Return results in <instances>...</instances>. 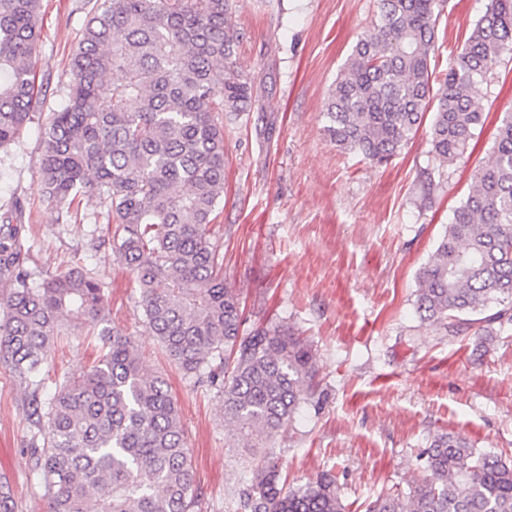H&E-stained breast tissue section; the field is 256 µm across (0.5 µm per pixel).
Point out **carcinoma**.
I'll list each match as a JSON object with an SVG mask.
<instances>
[{"label": "carcinoma", "instance_id": "obj_1", "mask_svg": "<svg viewBox=\"0 0 512 512\" xmlns=\"http://www.w3.org/2000/svg\"><path fill=\"white\" fill-rule=\"evenodd\" d=\"M42 0H0V149L35 117L32 57ZM234 0H85L64 108L43 124L41 181L60 208L81 194L115 221L114 259L133 277L151 335L187 376L215 382L224 422L250 446L302 412L315 383L309 344L281 324L240 335L238 296L210 226L224 198V120L252 105L233 61ZM439 0H379L325 102L337 147L382 163L429 121L430 153L462 158L484 124L481 86L512 54V0H488L462 51L434 76ZM113 82L107 81L108 74ZM22 208L0 214V367L29 396L38 434L31 468L47 512H196L180 410L167 381L143 371L110 323L90 269L36 273ZM416 311L451 336L512 324V111L500 113L491 160L418 273ZM98 326L102 355L48 390L58 337ZM409 490L365 512H512V462L456 432L436 434ZM236 512H346L336 476L286 485L272 461L237 490Z\"/></svg>", "mask_w": 512, "mask_h": 512}]
</instances>
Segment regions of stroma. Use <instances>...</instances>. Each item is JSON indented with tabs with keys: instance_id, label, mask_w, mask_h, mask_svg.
Instances as JSON below:
<instances>
[{
	"instance_id": "35a3bbf8",
	"label": "stroma",
	"mask_w": 512,
	"mask_h": 512,
	"mask_svg": "<svg viewBox=\"0 0 512 512\" xmlns=\"http://www.w3.org/2000/svg\"><path fill=\"white\" fill-rule=\"evenodd\" d=\"M485 5L443 0L436 70L461 50ZM376 12L377 0L236 2L235 59L254 80L255 102L224 125V200L211 233L224 282L240 299L242 334L270 322L288 327L310 344L319 381L301 417L264 450L239 447L217 387L183 375L151 336L138 289L103 242L98 198L78 197L64 217L41 194L44 115L66 102L70 58L88 19L83 0H43L33 58L38 113L0 149V213L20 202L33 268L59 273L81 259L102 283L114 325L178 404L201 512H235V490L267 453L294 486L333 472L348 512L421 477L420 453L445 430L512 460V324L482 342L448 335L415 307L417 273L490 156L494 117L512 110V60L481 88L490 120L470 157L435 171L424 125L401 154L371 163L331 143L322 112ZM98 346L92 335L59 343L50 379L81 376ZM32 430L22 390L0 368V475L18 512L46 510L29 459Z\"/></svg>"
}]
</instances>
